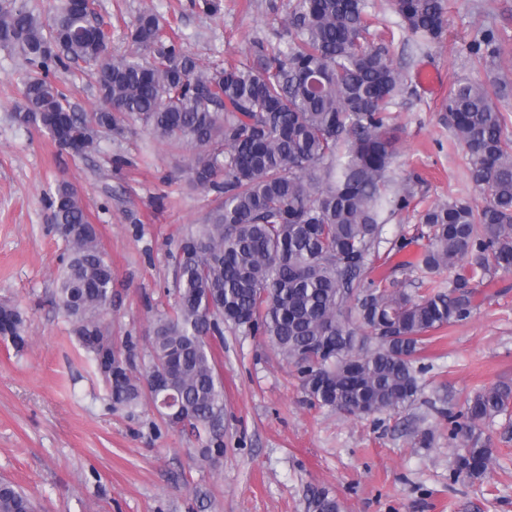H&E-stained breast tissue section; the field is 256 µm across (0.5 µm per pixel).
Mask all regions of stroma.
<instances>
[{
	"instance_id": "35a3bbf8",
	"label": "stroma",
	"mask_w": 512,
	"mask_h": 512,
	"mask_svg": "<svg viewBox=\"0 0 512 512\" xmlns=\"http://www.w3.org/2000/svg\"><path fill=\"white\" fill-rule=\"evenodd\" d=\"M273 1L278 11L270 10ZM286 2L96 0V11L113 49L128 48L129 25L150 11L207 65L243 59L252 37L276 40ZM446 8L445 33L426 43L404 29L391 0H367L377 28L394 32L393 60L407 76L388 114L399 137L393 170L413 193L384 226L370 280H406L400 264L426 245L419 217L428 206L481 201L440 103L454 80H486L463 46L480 26L512 37V0H446ZM425 67L438 93L421 85ZM27 69L20 53L0 49V303L18 306L29 338L20 351L0 339V479L31 496L39 512H306L315 487L332 490L342 512H512V416L481 426L495 458L490 478L454 479L448 422L431 405L441 397L458 411L478 391L512 383V274L471 282V316L433 333L421 354L428 368L422 391L399 411L353 419L310 405L266 337L229 329L219 349L223 454L201 460L195 443L153 407L113 409L56 306L55 277L66 255L52 221L56 182L77 188L112 263L113 336H132L142 351L152 320L174 301L181 245L215 194L191 183L188 147L159 143L140 122L121 135L99 133L80 155L17 125L12 113ZM53 80L78 111L100 106L81 65L56 70Z\"/></svg>"
}]
</instances>
